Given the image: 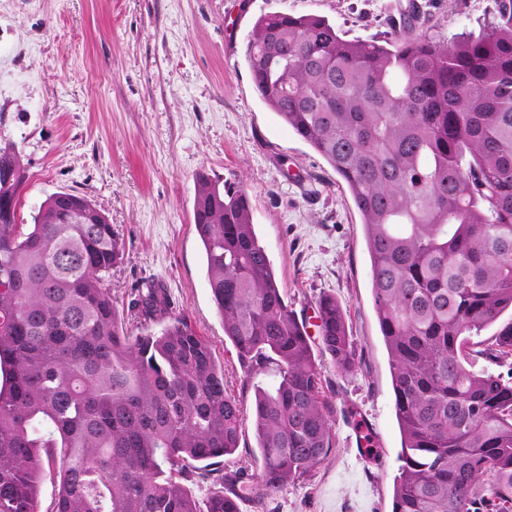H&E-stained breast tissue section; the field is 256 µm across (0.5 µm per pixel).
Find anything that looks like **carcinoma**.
<instances>
[{
    "instance_id": "1",
    "label": "carcinoma",
    "mask_w": 512,
    "mask_h": 512,
    "mask_svg": "<svg viewBox=\"0 0 512 512\" xmlns=\"http://www.w3.org/2000/svg\"><path fill=\"white\" fill-rule=\"evenodd\" d=\"M412 8L383 44L320 16H258L244 44L254 91L347 185L403 439L392 512H512V0L479 33L427 35ZM0 512H266L271 494L335 447L333 408L253 224L247 190L197 178L193 223L224 335L255 393L259 471L214 475L246 416L224 367L166 289L138 295L133 333L108 277L125 242L84 197L50 195L24 232L26 173L0 153ZM319 346L359 367L336 298L316 301ZM485 360L498 370L479 368ZM211 483L198 502L185 481ZM58 493V483L55 473L46 468L39 484V505L42 512L51 510Z\"/></svg>"
}]
</instances>
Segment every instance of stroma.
<instances>
[{"mask_svg":"<svg viewBox=\"0 0 512 512\" xmlns=\"http://www.w3.org/2000/svg\"><path fill=\"white\" fill-rule=\"evenodd\" d=\"M417 4L430 36L478 29L493 0H6L0 14V152L26 171L20 223L52 193L101 208L125 241L110 274L127 312L158 283L251 411L269 372L247 375L224 336L193 224L197 174L244 186L261 243L300 318L329 294L346 311L361 365L319 369L335 389L336 446L271 512H392L401 450L390 358L375 312L364 229L340 177L259 99L243 58L261 13L323 16L350 39H382ZM375 457L359 456L354 416Z\"/></svg>","mask_w":512,"mask_h":512,"instance_id":"stroma-1","label":"stroma"}]
</instances>
